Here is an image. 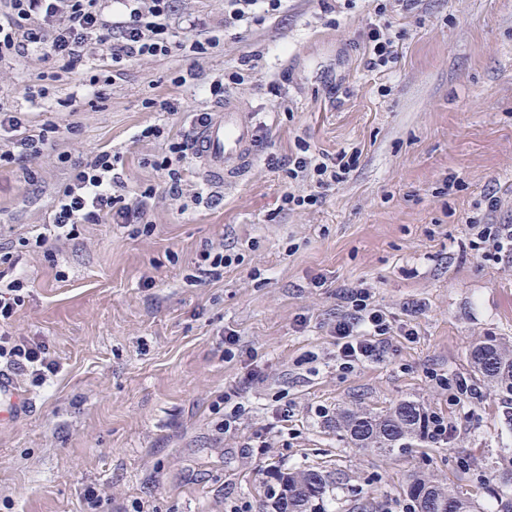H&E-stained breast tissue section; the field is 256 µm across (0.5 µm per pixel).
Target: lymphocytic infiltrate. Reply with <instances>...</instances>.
Returning a JSON list of instances; mask_svg holds the SVG:
<instances>
[{
	"mask_svg": "<svg viewBox=\"0 0 512 512\" xmlns=\"http://www.w3.org/2000/svg\"><path fill=\"white\" fill-rule=\"evenodd\" d=\"M119 2L123 18L112 21L105 16V0H0V61L36 51L61 62L63 72L72 73L82 68L118 67L185 49L204 56L220 43L215 35L198 34L189 42L177 39L172 27L173 0ZM210 118L207 112L194 113L192 131L166 139L164 152L152 162L171 199L183 196L184 163L194 149L193 130ZM49 133L46 126L30 129L27 113L0 98V167L26 163L27 181L37 182L40 173L31 163L44 155ZM58 159L69 164L68 177L56 195L52 222L36 236L35 247L72 239L77 225L108 219L116 224H139L144 232H151L150 201L155 191L148 187L123 195L117 155L101 151L74 162L62 152ZM266 161L268 167L284 171L289 180L309 183L310 193L288 192L282 197L284 206L305 208L317 205L323 190L346 178L356 156L344 150L332 157L316 154L305 144L287 158L270 155ZM470 232L480 258L512 261V224H474ZM25 285L24 279L17 278L0 287V361L24 376L31 387L39 388L56 373L57 362L45 344L15 342L7 330L24 303ZM342 298L346 309L329 325L337 338L342 366L352 369L380 360L392 335L386 313L374 303L370 289L348 288Z\"/></svg>",
	"mask_w": 512,
	"mask_h": 512,
	"instance_id": "obj_1",
	"label": "lymphocytic infiltrate"
}]
</instances>
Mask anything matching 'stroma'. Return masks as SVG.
I'll list each match as a JSON object with an SVG mask.
<instances>
[{
    "mask_svg": "<svg viewBox=\"0 0 512 512\" xmlns=\"http://www.w3.org/2000/svg\"><path fill=\"white\" fill-rule=\"evenodd\" d=\"M175 5L219 36L204 60L180 51L131 62L95 88L76 74L49 81L58 65L36 54L0 65L11 100L47 85L29 119L57 128L39 183L16 164L0 170V247L11 253L0 280L27 283L8 330L44 342L60 365L32 390L27 417L0 425V512H270L272 475L308 468L331 476L317 512H401L416 477L502 512L512 402L477 378L469 352L490 339L512 350V264L478 257L468 224L512 223V0H419L408 13L394 0H286L281 13L229 30L224 0ZM380 9L400 33L398 59L371 71L364 33ZM196 63L198 84L176 86ZM235 71L243 82H229ZM218 79L265 153L291 155L302 141L331 156L355 148L354 171L317 206L286 210L285 192L310 188L260 158L235 186L193 203L202 180L189 160L188 196L171 199L149 165L161 141L136 135L149 124L179 135L216 106ZM174 99L177 114L160 110ZM98 150L119 153L128 189L156 186L152 233L81 224L60 245H19L51 220L68 172L58 153ZM218 244L238 263L221 281L188 285L197 254ZM349 287L370 289L393 324L416 331L351 371L327 328ZM443 372L477 378L480 402L449 405L435 381ZM251 373L249 409L223 432L224 394ZM404 400L451 416L452 440L384 454L355 447L332 422L344 408ZM280 402L287 417L274 412ZM258 433L270 443L262 452L248 445ZM89 488L97 507L84 500Z\"/></svg>",
    "mask_w": 512,
    "mask_h": 512,
    "instance_id": "obj_1",
    "label": "stroma"
}]
</instances>
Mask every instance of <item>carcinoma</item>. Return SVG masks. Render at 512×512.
<instances>
[{
    "label": "carcinoma",
    "instance_id": "cac0c4a2",
    "mask_svg": "<svg viewBox=\"0 0 512 512\" xmlns=\"http://www.w3.org/2000/svg\"><path fill=\"white\" fill-rule=\"evenodd\" d=\"M472 367L490 383L512 392V351L497 343L483 342L472 348ZM426 412L415 401L405 400L385 414L347 409L336 418V428L344 430L359 448L391 453L408 441L425 435ZM288 495L277 512H313V502L330 490L329 475L318 469L292 471ZM414 512H470L471 503L447 487L414 479L410 484Z\"/></svg>",
    "mask_w": 512,
    "mask_h": 512
}]
</instances>
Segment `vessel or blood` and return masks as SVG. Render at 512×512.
<instances>
[{
    "label": "vessel or blood",
    "mask_w": 512,
    "mask_h": 512,
    "mask_svg": "<svg viewBox=\"0 0 512 512\" xmlns=\"http://www.w3.org/2000/svg\"><path fill=\"white\" fill-rule=\"evenodd\" d=\"M255 129L238 104L216 107L212 120L198 129L194 159L204 182L214 188L236 185L254 160ZM33 404L14 374L0 368V422L20 421Z\"/></svg>",
    "instance_id": "b4317fda"
}]
</instances>
